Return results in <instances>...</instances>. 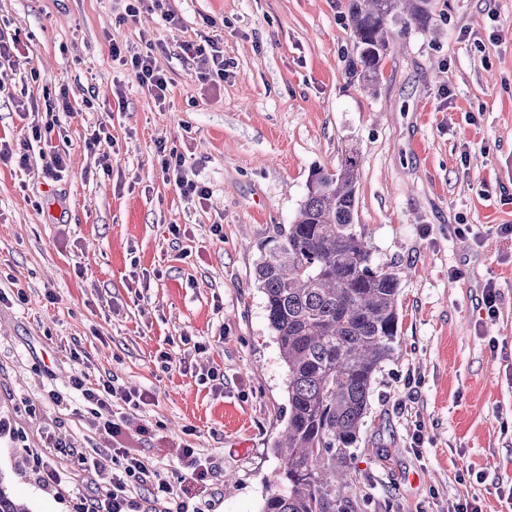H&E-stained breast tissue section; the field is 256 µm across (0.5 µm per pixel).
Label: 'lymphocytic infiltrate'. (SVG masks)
<instances>
[{
    "label": "lymphocytic infiltrate",
    "mask_w": 512,
    "mask_h": 512,
    "mask_svg": "<svg viewBox=\"0 0 512 512\" xmlns=\"http://www.w3.org/2000/svg\"><path fill=\"white\" fill-rule=\"evenodd\" d=\"M182 49L195 62L198 81L206 84L223 81L224 49L217 39L210 37L200 43L186 42ZM110 50L113 59L128 67L141 88L156 100L165 99L170 80L156 69L152 51L138 52L117 43L112 44ZM45 106L44 121L31 122L28 138L16 145L0 140V162L14 159L19 165H26L30 147L36 143L46 145L45 174L56 182L66 171L67 160L59 151L50 148L49 135L58 123L60 113L72 111L73 105L67 89L63 88L55 99L46 100ZM71 387L90 404L92 426L104 432L112 442L111 455L87 462L89 470L98 474L110 472L111 478L104 487L81 497L78 512H189L188 487L208 484L214 473L211 464L187 444L181 450L180 469L168 477L153 476L148 461L136 449L137 444L149 435V428L141 426L129 430L112 410L117 402L139 408L145 401L144 395L123 390L110 379L88 384L82 374L72 376ZM147 479L151 480L153 489L151 503L146 506L134 495L133 488Z\"/></svg>",
    "instance_id": "obj_1"
}]
</instances>
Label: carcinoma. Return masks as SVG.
Returning <instances> with one entry per match:
<instances>
[{"label":"carcinoma","mask_w":512,"mask_h":512,"mask_svg":"<svg viewBox=\"0 0 512 512\" xmlns=\"http://www.w3.org/2000/svg\"><path fill=\"white\" fill-rule=\"evenodd\" d=\"M347 14L349 74L366 89L379 83L390 41L427 24L413 0H347ZM359 163L357 150L345 151L260 247L255 276L288 369V419L273 443L281 465L262 512H345L336 492L349 486L350 449L398 336L400 273L373 265L355 228Z\"/></svg>","instance_id":"cac0c4a2"}]
</instances>
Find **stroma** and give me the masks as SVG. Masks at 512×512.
Returning <instances> with one entry per match:
<instances>
[{
	"instance_id": "obj_1",
	"label": "stroma",
	"mask_w": 512,
	"mask_h": 512,
	"mask_svg": "<svg viewBox=\"0 0 512 512\" xmlns=\"http://www.w3.org/2000/svg\"><path fill=\"white\" fill-rule=\"evenodd\" d=\"M418 4L427 27L390 46L366 90L348 74L347 0H167L175 29L149 11L120 23L121 0H0V36L25 45L0 89V138H23L22 104L61 87L112 106L55 126L62 181L45 183L35 151L27 167L0 165V420L12 426L0 432L1 487L33 512H75L92 491L82 460L110 442L70 386L81 372L148 393L139 409L113 410L149 427L139 450L153 469L170 475L186 443L211 462L193 505L261 512L288 397L255 280L260 246L354 147L356 228L401 282L399 336L348 460L347 512H448L459 500L512 512V235L500 230L512 225V0ZM214 34L217 86L179 48ZM114 41L158 44L174 80L165 103L113 60ZM102 121L108 172L85 147ZM161 144L207 185L204 204L164 178ZM209 367L223 393L200 384ZM46 434L69 447L55 457L70 476L59 490L26 462Z\"/></svg>"
}]
</instances>
